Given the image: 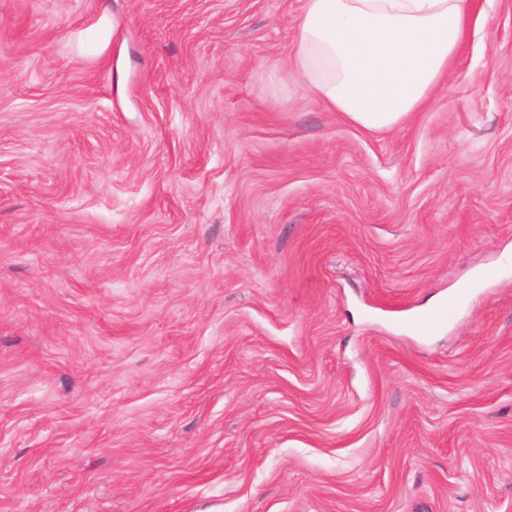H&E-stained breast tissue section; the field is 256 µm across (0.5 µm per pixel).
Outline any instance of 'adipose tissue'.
Returning <instances> with one entry per match:
<instances>
[{"mask_svg": "<svg viewBox=\"0 0 512 512\" xmlns=\"http://www.w3.org/2000/svg\"><path fill=\"white\" fill-rule=\"evenodd\" d=\"M470 0H303L292 66L321 103L370 130L422 111L456 60Z\"/></svg>", "mask_w": 512, "mask_h": 512, "instance_id": "adipose-tissue-1", "label": "adipose tissue"}]
</instances>
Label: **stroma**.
I'll return each mask as SVG.
<instances>
[{"label": "stroma", "instance_id": "1", "mask_svg": "<svg viewBox=\"0 0 512 512\" xmlns=\"http://www.w3.org/2000/svg\"><path fill=\"white\" fill-rule=\"evenodd\" d=\"M302 4L0 0V512H512V0L377 131ZM465 302V294L459 293L448 303L439 305L431 313L419 319V330L426 335L440 330L460 311Z\"/></svg>", "mask_w": 512, "mask_h": 512}]
</instances>
